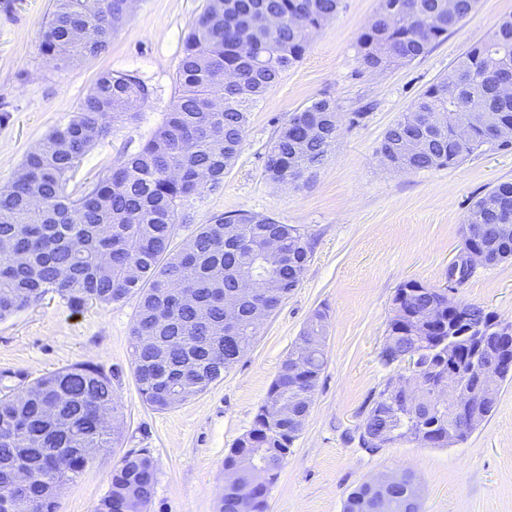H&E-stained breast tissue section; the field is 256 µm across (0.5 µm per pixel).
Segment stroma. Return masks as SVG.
Instances as JSON below:
<instances>
[{
	"instance_id": "stroma-1",
	"label": "stroma",
	"mask_w": 512,
	"mask_h": 512,
	"mask_svg": "<svg viewBox=\"0 0 512 512\" xmlns=\"http://www.w3.org/2000/svg\"><path fill=\"white\" fill-rule=\"evenodd\" d=\"M207 0H137L130 21L99 57L61 65L41 50L52 0H0V188L25 154L71 119L107 70H132L154 88L136 120L114 128L82 160L67 190L83 186L136 152L160 125L175 96L183 39ZM380 0H343L313 35L302 59L253 106L239 157L216 193L202 191L187 211L191 225L247 211L301 229L312 254L298 288L258 332L250 350L185 404L156 411L137 390L130 330L136 297L72 312L49 292L0 321V372L9 386L78 362L114 377L124 408L118 447L101 452L60 490L59 512H94L113 468L148 449L155 488L149 512H219L224 456L252 427L259 406L297 336L315 311L327 313L326 366L304 428L267 498L265 512H342L350 492L373 475L407 471L422 487V512H512V383L500 387L493 414L448 448L416 443L362 448L357 428L390 369L377 352L393 299L409 280L447 290L512 323V260L476 267L464 282L448 277L462 250L471 204L512 180V147H483L450 169L394 173L377 155L386 129L472 47L512 16V0H480L475 13L423 57L376 75L360 65L356 42ZM329 97L340 113L326 161L298 185L266 180L267 145L288 116Z\"/></svg>"
}]
</instances>
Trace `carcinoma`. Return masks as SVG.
Here are the masks:
<instances>
[{"instance_id":"cac0c4a2","label":"carcinoma","mask_w":512,"mask_h":512,"mask_svg":"<svg viewBox=\"0 0 512 512\" xmlns=\"http://www.w3.org/2000/svg\"><path fill=\"white\" fill-rule=\"evenodd\" d=\"M342 0H208L184 38L169 112L138 151L117 160L77 197L67 184L82 158L116 123L132 122V106L147 103L153 89L134 73H102L76 115L52 129L29 151L14 181L0 189V320L55 292L79 312L135 294L132 364L142 400L155 410L171 409L223 379L252 346L255 322L268 318L298 287L311 246L292 224L251 212L220 215L175 243L188 202L205 188L216 191L238 158L252 107L282 74L303 57L310 35L338 13ZM478 0H458L448 15L443 0H381L375 22L357 40L364 68L383 70L425 55L448 31L476 11ZM275 15L269 34L252 21ZM131 18L126 0H54L41 29L43 53L59 62L93 59ZM498 56L512 57V18L471 48L422 94L381 142V161L407 173L452 168L496 138L479 126L461 138L455 130L472 124L473 111L491 112L512 126V99L497 93ZM231 70L238 82L213 84V74ZM335 100L312 101L277 131L268 146L264 172L277 185L295 183L326 159L336 141ZM440 112L443 123L419 127L420 113ZM490 193L512 215V182ZM485 247L490 265L512 259V220L504 222L476 200L464 220L463 246ZM265 279L258 297H239L240 279L251 272ZM236 299L226 321L224 300ZM429 307L444 300L430 287L407 281L394 297L388 337L377 354L385 368L410 356L420 385L441 379L448 367V325L424 323ZM468 325H489L496 316L464 303ZM325 366V353L296 338L258 408L252 428L224 456L234 469L224 484L220 512H264L266 496L291 454L300 429L296 414L309 406ZM389 377L359 427V443L372 451L368 435L387 434L386 444L415 442L448 446V410L427 400L405 410L393 396ZM123 407L112 376L98 366L75 363L36 378L28 390L0 397V512L10 509L16 470L28 477L19 512H58L55 489L92 461L83 449L104 451L119 442ZM69 458V468L54 461ZM266 468L255 474V464ZM390 484V512H421L416 487L406 473L382 475ZM152 458L145 448L128 452L112 473L108 492L94 512H125L136 502L148 507L154 494ZM368 494L361 484L343 512H360Z\"/></svg>"}]
</instances>
